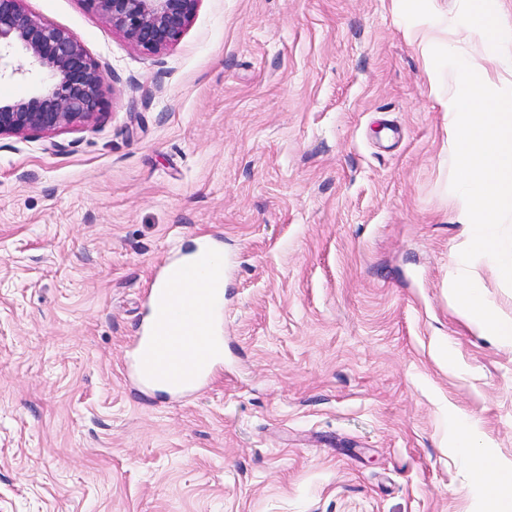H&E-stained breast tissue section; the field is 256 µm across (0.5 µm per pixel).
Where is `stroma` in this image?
<instances>
[{"label":"stroma","mask_w":512,"mask_h":512,"mask_svg":"<svg viewBox=\"0 0 512 512\" xmlns=\"http://www.w3.org/2000/svg\"><path fill=\"white\" fill-rule=\"evenodd\" d=\"M103 76L79 131L0 138V512H489L512 348L448 302L467 246L430 49L460 0H201L167 51L23 0ZM206 235L224 359L128 381L147 289ZM458 447L462 448L471 472L477 481L484 482L489 468H498L491 457L480 449L482 446L478 445L472 430L465 424L462 425L460 430Z\"/></svg>","instance_id":"1"}]
</instances>
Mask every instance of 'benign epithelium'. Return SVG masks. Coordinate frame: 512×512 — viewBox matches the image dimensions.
I'll return each instance as SVG.
<instances>
[{
	"label": "benign epithelium",
	"mask_w": 512,
	"mask_h": 512,
	"mask_svg": "<svg viewBox=\"0 0 512 512\" xmlns=\"http://www.w3.org/2000/svg\"><path fill=\"white\" fill-rule=\"evenodd\" d=\"M132 44L162 53L184 33L201 0H81ZM29 79L36 92L0 101V137L55 134L95 120L103 98L98 64L79 36L0 0V80Z\"/></svg>",
	"instance_id": "benign-epithelium-1"
}]
</instances>
